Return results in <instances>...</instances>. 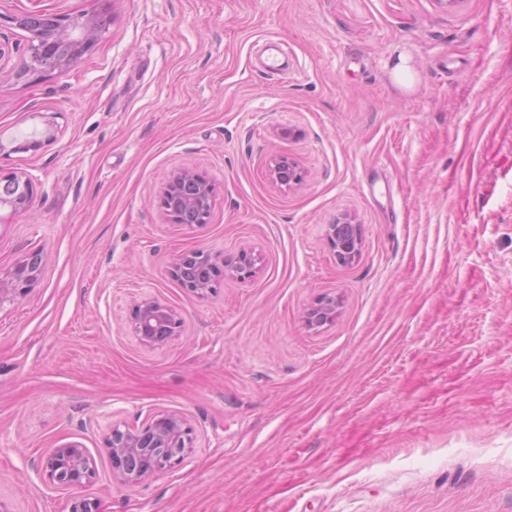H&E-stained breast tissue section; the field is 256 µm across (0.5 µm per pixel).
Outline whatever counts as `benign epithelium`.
I'll list each match as a JSON object with an SVG mask.
<instances>
[{
  "instance_id": "benign-epithelium-1",
  "label": "benign epithelium",
  "mask_w": 512,
  "mask_h": 512,
  "mask_svg": "<svg viewBox=\"0 0 512 512\" xmlns=\"http://www.w3.org/2000/svg\"><path fill=\"white\" fill-rule=\"evenodd\" d=\"M104 0H93L95 6L79 15H57L29 12L10 16L8 21L37 38H25L24 45H15L18 58L0 46V74L8 70V78L15 83L56 70H65L91 51L99 37ZM270 175L281 185L297 184L302 180L298 164L286 155L274 158ZM0 183L10 185V193L0 196V223L13 216L30 211L33 202V184L29 176L14 174L1 177ZM213 184L190 169L173 172L160 196V206L174 224H204L210 215ZM326 236L336 260L354 261L359 254L358 225L341 217L326 225ZM217 255L207 250H193L177 256L172 276L188 291L205 297L212 291L210 269ZM226 275L236 279L252 276L254 260L246 252L231 263H224ZM43 272V259L32 253L19 260L14 268L0 277V304L13 300L31 290ZM336 312V299L319 298L308 311L310 327L328 322ZM132 331L145 347L159 349L178 335L183 319L180 313L156 297L146 296L133 309ZM192 429L185 419L174 413H162L139 429L122 428L118 424L106 437V447L112 456V478L123 486L133 487L145 479L164 473L180 464L192 447ZM36 470L45 475L54 489L71 491L90 482L95 473L94 462L86 450L72 442L51 449L39 458Z\"/></svg>"
}]
</instances>
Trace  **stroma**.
<instances>
[{
	"instance_id": "stroma-1",
	"label": "stroma",
	"mask_w": 512,
	"mask_h": 512,
	"mask_svg": "<svg viewBox=\"0 0 512 512\" xmlns=\"http://www.w3.org/2000/svg\"><path fill=\"white\" fill-rule=\"evenodd\" d=\"M73 69L0 87V502L69 512L34 462L76 442L102 512H512V0H110ZM53 131L37 151L17 143ZM299 184L272 180L278 155ZM215 186L204 224L159 204ZM350 216L356 260L325 235ZM203 249L200 298L170 274ZM325 295L335 318L307 310ZM154 296L183 318L131 332ZM168 412L176 468L127 488L105 436ZM213 184L190 169L173 172L160 196V206L174 224H188L187 217H195L193 224H204L210 215ZM175 205L178 209H175ZM0 183H3V186L10 185V192L5 196H0V223L3 224L5 219L30 211L34 190L31 179L25 174L1 176ZM11 192L14 193L10 194ZM42 272L43 259L39 253L19 260L6 276L0 277V305L29 292L40 280ZM132 331L139 343L152 349L163 348L177 336L183 319L180 313L156 297L146 296L133 309ZM336 312V299L324 296L319 298L308 311L306 321L310 327H318L328 322Z\"/></svg>"
}]
</instances>
